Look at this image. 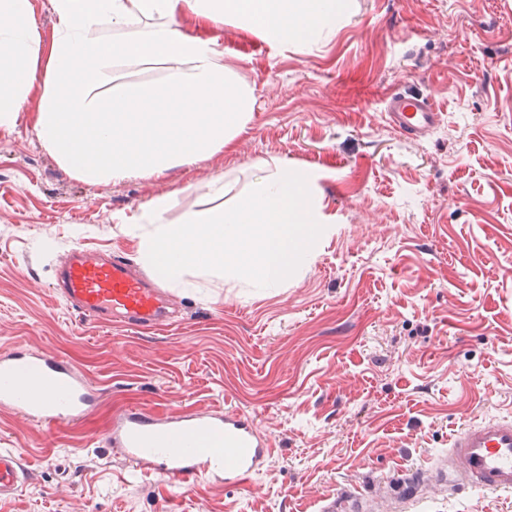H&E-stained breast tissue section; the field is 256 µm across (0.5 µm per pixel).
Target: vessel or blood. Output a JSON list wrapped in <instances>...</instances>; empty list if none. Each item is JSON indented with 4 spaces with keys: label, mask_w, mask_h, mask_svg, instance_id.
I'll return each mask as SVG.
<instances>
[{
    "label": "vessel or blood",
    "mask_w": 512,
    "mask_h": 512,
    "mask_svg": "<svg viewBox=\"0 0 512 512\" xmlns=\"http://www.w3.org/2000/svg\"><path fill=\"white\" fill-rule=\"evenodd\" d=\"M387 126L418 140L441 121L427 93L398 85L383 96ZM58 288L88 319L149 330L169 320V296L146 273L108 253L74 249ZM91 383L67 360L16 348L0 353V406L45 424L76 422L98 405ZM106 441L136 470L174 484L207 478L244 487L272 456L273 443L244 412L186 411L155 417L138 408L120 412ZM449 488L512 493V419L463 427L448 450ZM25 477L17 452L0 451V499L14 495Z\"/></svg>",
    "instance_id": "obj_1"
}]
</instances>
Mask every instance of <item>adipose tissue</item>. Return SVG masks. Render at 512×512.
Listing matches in <instances>:
<instances>
[{
  "label": "adipose tissue",
  "mask_w": 512,
  "mask_h": 512,
  "mask_svg": "<svg viewBox=\"0 0 512 512\" xmlns=\"http://www.w3.org/2000/svg\"><path fill=\"white\" fill-rule=\"evenodd\" d=\"M55 38L37 69L30 0H0V128L39 91L38 139L93 181L161 176L230 146L253 110L248 84L224 62L217 29L267 42L327 39L349 0H52ZM112 30L113 38L99 35ZM159 62L158 82H112L118 62ZM110 87L109 96L101 88Z\"/></svg>",
  "instance_id": "adipose-tissue-1"
}]
</instances>
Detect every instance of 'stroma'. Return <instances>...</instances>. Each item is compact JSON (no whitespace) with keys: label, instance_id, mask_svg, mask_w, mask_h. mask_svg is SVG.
Wrapping results in <instances>:
<instances>
[{"label":"stroma","instance_id":"obj_1","mask_svg":"<svg viewBox=\"0 0 512 512\" xmlns=\"http://www.w3.org/2000/svg\"><path fill=\"white\" fill-rule=\"evenodd\" d=\"M322 44L277 45L232 25L225 62L255 107L232 148L163 176L90 183L34 129L39 97L0 128V352L70 360L100 391L71 425L0 409V450L27 471L0 512H322L344 492L378 512H512V494L415 489L465 425L512 419V0H351ZM431 94L441 124L411 141L384 91ZM312 177L325 230L281 288L234 279L170 289L149 334L80 317L52 291L72 249L138 265L129 226L172 195L180 224L231 205L255 166ZM127 407L233 408L273 441L253 485H172L132 472L105 436Z\"/></svg>","mask_w":512,"mask_h":512}]
</instances>
